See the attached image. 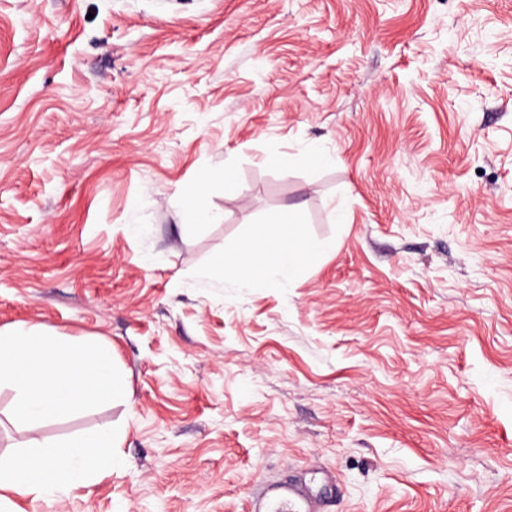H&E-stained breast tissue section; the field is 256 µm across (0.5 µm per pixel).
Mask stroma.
<instances>
[{
  "mask_svg": "<svg viewBox=\"0 0 512 512\" xmlns=\"http://www.w3.org/2000/svg\"><path fill=\"white\" fill-rule=\"evenodd\" d=\"M278 222L336 249L213 269ZM19 324L111 347L126 395L27 426L2 385L0 455L122 439L0 512H248L290 476L328 512H512V0H0ZM233 180H235L234 171L231 168L224 167V170L203 171L199 175L198 183L201 188L220 191L227 190Z\"/></svg>",
  "mask_w": 512,
  "mask_h": 512,
  "instance_id": "1",
  "label": "stroma"
}]
</instances>
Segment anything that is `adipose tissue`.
Segmentation results:
<instances>
[{"label": "adipose tissue", "mask_w": 512, "mask_h": 512, "mask_svg": "<svg viewBox=\"0 0 512 512\" xmlns=\"http://www.w3.org/2000/svg\"><path fill=\"white\" fill-rule=\"evenodd\" d=\"M243 250L262 253L261 263L239 265L216 258L215 266L256 288L264 287L269 270L291 273L334 250L331 242L304 236L294 225L263 227ZM15 393L17 417L25 423L59 420L78 410L121 396L125 376L104 345H61L53 334L21 325L0 330V384ZM117 438L99 430L61 443H41L23 457L0 462V490L21 495L53 496L85 485L86 466L111 461Z\"/></svg>", "instance_id": "1"}]
</instances>
